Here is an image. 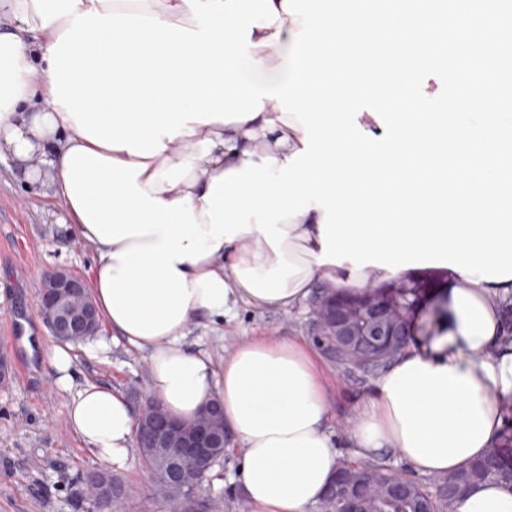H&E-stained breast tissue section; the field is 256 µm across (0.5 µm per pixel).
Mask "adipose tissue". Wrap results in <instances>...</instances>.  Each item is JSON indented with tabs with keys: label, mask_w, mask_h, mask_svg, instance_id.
<instances>
[{
	"label": "adipose tissue",
	"mask_w": 512,
	"mask_h": 512,
	"mask_svg": "<svg viewBox=\"0 0 512 512\" xmlns=\"http://www.w3.org/2000/svg\"><path fill=\"white\" fill-rule=\"evenodd\" d=\"M148 14L187 28L196 22L184 0H0V158L12 160L28 183L49 182L72 235L93 243L97 258L89 292L112 334L144 352L150 391L172 416L189 420L209 400H219L224 424L240 450V481L259 512H310L320 503L340 464V442L328 430V386L308 345L278 336L250 337L215 367L206 353L186 343L191 326L216 325L241 306L265 310L301 306L317 292L344 288L360 292L414 276L377 266L355 269L351 262L318 264L323 211L284 223L287 236L273 251L262 233L251 231L222 242L203 260L177 263L191 294L182 321L162 334L143 337L125 330L102 294L105 268H118L116 253L133 239L100 242L73 206L63 174L70 149L92 146L51 94L50 46L70 28L75 15ZM301 19L281 14L270 27L254 28L250 50L264 73L278 69L300 30ZM294 115L268 99L256 118L244 122L193 123L191 133L147 158L137 178L150 196L172 202L191 198L201 229L204 200L213 178L265 157L285 162L304 147ZM95 147V146H92ZM100 155L125 162V150L95 147ZM300 266L286 280L287 295L263 299L240 282L237 269L268 270L278 256ZM512 279L470 282L449 271L445 317L437 333L413 340L372 382L349 432L358 456L393 452L416 474L442 476L460 470L492 448L512 407V328L504 303ZM57 384L72 391L69 423L88 451L113 467L123 466L132 448L135 415L124 394L95 383L76 384L69 350L47 353ZM456 512H512V493L487 482L462 498Z\"/></svg>",
	"instance_id": "ef3b65f1"
}]
</instances>
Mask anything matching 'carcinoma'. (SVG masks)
Wrapping results in <instances>:
<instances>
[{"label":"carcinoma","instance_id":"obj_1","mask_svg":"<svg viewBox=\"0 0 512 512\" xmlns=\"http://www.w3.org/2000/svg\"><path fill=\"white\" fill-rule=\"evenodd\" d=\"M442 284L432 279L415 278L407 288H397L392 302L410 313L417 319L421 310L415 308L417 300L424 297L428 302V310L434 317H439L443 309L439 306L442 298ZM336 363L350 372L375 373L386 366L380 362L362 366L344 354L336 357ZM338 473H349L356 478L366 477L368 498L372 508L368 512H418V507L426 506L431 512H456V504L471 488L494 481L508 492H512V408L505 415V425L501 437L493 448L480 459L474 461L460 471L436 478L437 484L448 490V493L432 497L427 488L410 474L400 477L392 474L387 467L375 465H354L342 463ZM401 478L407 485L406 498L399 501L385 499V490L394 480ZM154 495L161 499L170 512H182L180 497L168 486L152 483Z\"/></svg>","mask_w":512,"mask_h":512}]
</instances>
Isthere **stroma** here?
Listing matches in <instances>:
<instances>
[{
    "instance_id": "35a3bbf8",
    "label": "stroma",
    "mask_w": 512,
    "mask_h": 512,
    "mask_svg": "<svg viewBox=\"0 0 512 512\" xmlns=\"http://www.w3.org/2000/svg\"><path fill=\"white\" fill-rule=\"evenodd\" d=\"M61 215L49 185L28 184L13 162L0 160V350L13 363L11 379L0 385V512H80L84 479L103 466L72 431L66 414L71 393L56 385L46 359L56 341L38 309L43 276L62 268L90 277L96 258L91 243L60 224ZM262 335L311 338L309 307H243L224 326L191 327L188 340L219 366L241 340ZM98 336L110 340L109 350L93 351L85 342L71 347L78 379L118 389L138 406L150 396L146 356L111 341L108 328ZM320 362L332 386L329 429L342 436L373 378L347 373L325 356ZM239 464V450L229 444L206 486L211 512H253L237 478ZM115 474L132 490L119 512H168L151 492L138 451Z\"/></svg>"
}]
</instances>
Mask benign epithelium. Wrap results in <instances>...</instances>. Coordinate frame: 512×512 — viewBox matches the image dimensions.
Returning <instances> with one entry per match:
<instances>
[{"instance_id":"1","label":"benign epithelium","mask_w":512,"mask_h":512,"mask_svg":"<svg viewBox=\"0 0 512 512\" xmlns=\"http://www.w3.org/2000/svg\"><path fill=\"white\" fill-rule=\"evenodd\" d=\"M39 312L51 336L60 342L98 333L99 316L82 277L59 269L44 277ZM312 326L328 356L339 347L359 360L391 358L414 335L409 314L385 301L372 290L356 296V304L346 306L322 301L313 304ZM136 447L147 448L162 457L174 485L188 489L183 500L185 512H201L200 492L207 472L215 465L209 449L229 441L224 429V410L216 402L206 404L192 422L168 417L162 406L151 400L143 403L136 415ZM91 510L111 512L114 500L123 495L111 471L100 469L88 477ZM360 486L340 483L327 497L357 499Z\"/></svg>"}]
</instances>
